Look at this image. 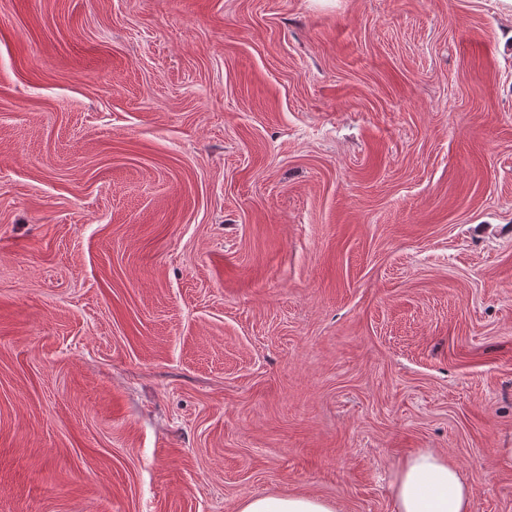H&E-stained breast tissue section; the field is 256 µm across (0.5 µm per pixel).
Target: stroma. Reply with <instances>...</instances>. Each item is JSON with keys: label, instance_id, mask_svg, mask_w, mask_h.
I'll return each instance as SVG.
<instances>
[{"label": "stroma", "instance_id": "stroma-1", "mask_svg": "<svg viewBox=\"0 0 512 512\" xmlns=\"http://www.w3.org/2000/svg\"><path fill=\"white\" fill-rule=\"evenodd\" d=\"M512 512V9L0 0V512ZM394 512H475L471 487L447 455L426 449L402 460L393 481ZM337 512L326 500L309 495L262 496L244 502L239 512Z\"/></svg>", "mask_w": 512, "mask_h": 512}]
</instances>
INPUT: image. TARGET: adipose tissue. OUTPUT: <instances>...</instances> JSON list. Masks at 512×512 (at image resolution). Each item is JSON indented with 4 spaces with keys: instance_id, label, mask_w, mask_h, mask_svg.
<instances>
[{
    "instance_id": "adipose-tissue-1",
    "label": "adipose tissue",
    "mask_w": 512,
    "mask_h": 512,
    "mask_svg": "<svg viewBox=\"0 0 512 512\" xmlns=\"http://www.w3.org/2000/svg\"><path fill=\"white\" fill-rule=\"evenodd\" d=\"M394 512H475L471 487L447 455L426 449L402 460L393 481ZM240 512H335L331 502L309 495L262 496Z\"/></svg>"
}]
</instances>
